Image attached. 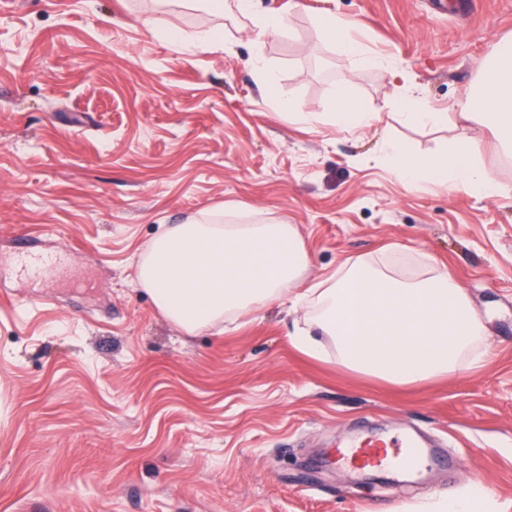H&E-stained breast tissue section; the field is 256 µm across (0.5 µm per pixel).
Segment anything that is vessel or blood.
<instances>
[{
  "mask_svg": "<svg viewBox=\"0 0 512 512\" xmlns=\"http://www.w3.org/2000/svg\"><path fill=\"white\" fill-rule=\"evenodd\" d=\"M336 462L354 470H402L414 474L430 466L431 455L411 437H400L393 442L377 437L341 445Z\"/></svg>",
  "mask_w": 512,
  "mask_h": 512,
  "instance_id": "1",
  "label": "vessel or blood"
}]
</instances>
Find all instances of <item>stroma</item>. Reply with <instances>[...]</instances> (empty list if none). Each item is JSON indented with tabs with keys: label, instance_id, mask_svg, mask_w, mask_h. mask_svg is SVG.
<instances>
[{
	"label": "stroma",
	"instance_id": "stroma-1",
	"mask_svg": "<svg viewBox=\"0 0 512 512\" xmlns=\"http://www.w3.org/2000/svg\"><path fill=\"white\" fill-rule=\"evenodd\" d=\"M463 2L262 0L288 27L258 43L199 0H0V512H440L477 483L479 512H512V159L489 122L458 116L512 35V0ZM328 12L399 78L327 42ZM206 25L223 48H196ZM346 76L365 111L409 86L448 122H289ZM389 136L418 155L473 138L506 192L407 186L380 159ZM216 209L294 225L307 284L356 261L448 270L486 366L391 385L297 350L279 303L183 334L135 265L162 225ZM22 238L56 257L39 277L17 270ZM362 428L423 432L454 465L363 483L323 464Z\"/></svg>",
	"mask_w": 512,
	"mask_h": 512
}]
</instances>
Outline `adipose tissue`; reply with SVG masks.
<instances>
[{
    "label": "adipose tissue",
    "mask_w": 512,
    "mask_h": 512,
    "mask_svg": "<svg viewBox=\"0 0 512 512\" xmlns=\"http://www.w3.org/2000/svg\"><path fill=\"white\" fill-rule=\"evenodd\" d=\"M226 7L247 19L259 37L288 25L285 17L264 11L259 0H228ZM319 26L357 67L392 70L389 60L369 52L335 14L322 15ZM395 107L409 126L437 127L448 120L447 113L409 89ZM460 115L489 121L501 146L512 151V37L496 41ZM288 119L310 129L327 124L351 133L373 126L381 115L353 103L351 81L345 77L331 91L325 111H296ZM383 153L410 186L429 182L485 198L505 192L486 168L479 142L471 139H458L425 157L389 141ZM308 265L294 225L227 224L209 213L166 225L139 258L135 275L158 312L189 335L287 299L305 312L290 335L294 347L348 371L409 386L484 367L485 326L465 288L447 272L397 278L357 261L306 287L302 277Z\"/></svg>",
    "instance_id": "1"
}]
</instances>
